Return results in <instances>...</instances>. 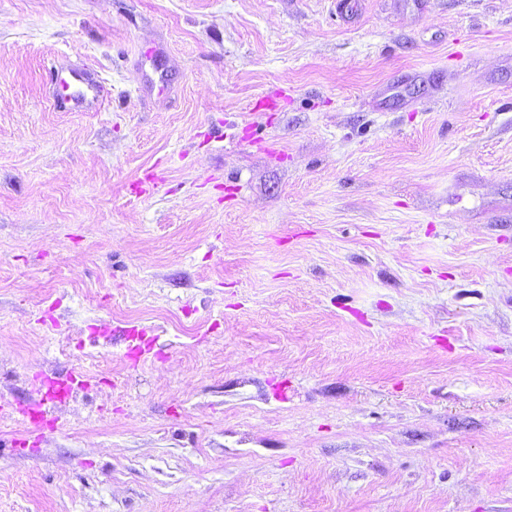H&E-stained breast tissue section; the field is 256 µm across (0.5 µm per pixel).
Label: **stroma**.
<instances>
[{
  "label": "stroma",
  "instance_id": "1",
  "mask_svg": "<svg viewBox=\"0 0 512 512\" xmlns=\"http://www.w3.org/2000/svg\"><path fill=\"white\" fill-rule=\"evenodd\" d=\"M357 2L0 0V512H512V0ZM70 78L63 76L62 72L55 69L49 72L50 80L56 83L63 91L58 101V107L62 110H77L89 106L97 100V80L91 74L84 72H70ZM84 378V374L77 370L65 375L43 376L40 383L41 400L18 410L29 425V432L35 431L40 425L46 426L45 411L41 409L45 401L55 404L66 402L76 387H87L88 381Z\"/></svg>",
  "mask_w": 512,
  "mask_h": 512
}]
</instances>
